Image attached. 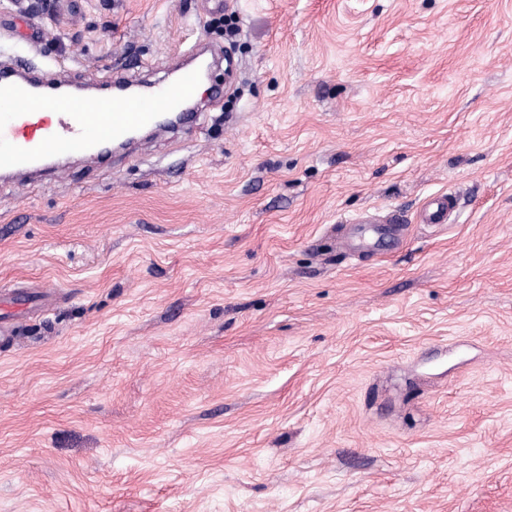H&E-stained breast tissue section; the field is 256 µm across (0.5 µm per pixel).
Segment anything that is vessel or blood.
<instances>
[{"mask_svg":"<svg viewBox=\"0 0 512 512\" xmlns=\"http://www.w3.org/2000/svg\"><path fill=\"white\" fill-rule=\"evenodd\" d=\"M27 65L0 71V174L27 180L45 156L81 152L97 158L104 145L119 144L143 129L164 134L159 115L179 110L195 99L207 71L205 64L183 69L177 81L146 94L110 96L92 110L74 106L66 99L44 98L32 86ZM452 199L436 195L427 200L422 220L444 224ZM27 307L25 300H0V342H8L14 318Z\"/></svg>","mask_w":512,"mask_h":512,"instance_id":"b4317fda","label":"vessel or blood"}]
</instances>
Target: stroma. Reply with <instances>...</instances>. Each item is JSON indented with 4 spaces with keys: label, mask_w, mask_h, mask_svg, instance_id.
Instances as JSON below:
<instances>
[{
    "label": "stroma",
    "mask_w": 512,
    "mask_h": 512,
    "mask_svg": "<svg viewBox=\"0 0 512 512\" xmlns=\"http://www.w3.org/2000/svg\"><path fill=\"white\" fill-rule=\"evenodd\" d=\"M197 42L196 128L0 178V512H512V0H0L54 83ZM452 208L450 195H436L427 200L422 212L425 224H444L448 221V213ZM29 303L18 296L8 301L0 300V342L7 343L13 332L14 318L26 308Z\"/></svg>",
    "instance_id": "stroma-1"
}]
</instances>
